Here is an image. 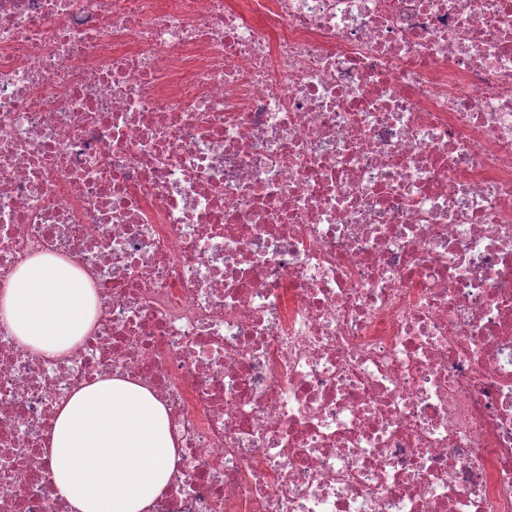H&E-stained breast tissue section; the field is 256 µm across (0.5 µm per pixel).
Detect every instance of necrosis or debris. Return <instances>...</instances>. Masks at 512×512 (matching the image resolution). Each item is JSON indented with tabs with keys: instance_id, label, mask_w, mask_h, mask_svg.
<instances>
[{
	"instance_id": "obj_1",
	"label": "necrosis or debris",
	"mask_w": 512,
	"mask_h": 512,
	"mask_svg": "<svg viewBox=\"0 0 512 512\" xmlns=\"http://www.w3.org/2000/svg\"><path fill=\"white\" fill-rule=\"evenodd\" d=\"M0 512L83 385L167 408L152 512H512V0H0ZM96 302L89 276L51 254L29 259L0 294L17 340L36 355L58 359L92 328Z\"/></svg>"
}]
</instances>
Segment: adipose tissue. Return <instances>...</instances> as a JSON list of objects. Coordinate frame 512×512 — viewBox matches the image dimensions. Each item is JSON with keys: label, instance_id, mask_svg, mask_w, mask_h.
<instances>
[{"label": "adipose tissue", "instance_id": "obj_1", "mask_svg": "<svg viewBox=\"0 0 512 512\" xmlns=\"http://www.w3.org/2000/svg\"><path fill=\"white\" fill-rule=\"evenodd\" d=\"M96 302L89 276L51 254L29 259L0 293L17 340L47 358L70 355L93 326ZM47 452L69 512H150L176 458L165 405L123 377L73 393Z\"/></svg>", "mask_w": 512, "mask_h": 512}]
</instances>
